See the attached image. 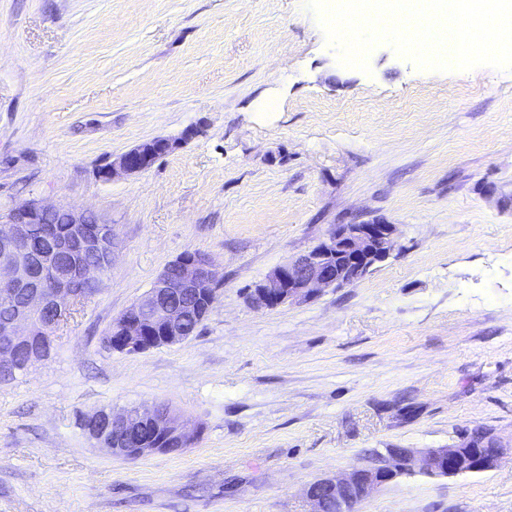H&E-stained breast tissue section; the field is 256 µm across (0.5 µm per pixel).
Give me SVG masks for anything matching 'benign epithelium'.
I'll use <instances>...</instances> for the list:
<instances>
[{
    "mask_svg": "<svg viewBox=\"0 0 512 512\" xmlns=\"http://www.w3.org/2000/svg\"><path fill=\"white\" fill-rule=\"evenodd\" d=\"M167 138H155L113 158L98 171L112 179L119 174H140L153 160L174 147ZM64 214L69 235L45 254L33 248L37 225L54 213ZM92 211L63 208L34 200L0 216V305L9 308L0 322V367L14 365L21 349L29 351V364L45 359L43 345L53 341V330L67 315L69 307L90 298L99 285L102 270L112 266L113 229L101 219L90 221ZM94 223L88 231L86 224ZM396 247L395 225L367 222L336 224L310 250L274 267L252 291L259 309H275L310 299L325 288H344L369 274L390 257ZM175 272L164 268L147 294L125 313L112 349L140 353L148 349L179 344L188 339L184 324L203 320L216 302L215 272L210 259L199 251L182 254L170 262ZM108 428L98 430L99 413L85 417L83 426L94 440L112 455L137 459L167 450L168 443L181 446L195 441L198 427L178 421L168 406L157 404L107 411ZM490 451L485 452L466 439L447 448H387L376 454V462L365 461L348 472L308 484L305 497L311 512H348L349 493L361 487V497L391 481L417 473L454 477L493 469L504 446L487 435Z\"/></svg>",
    "mask_w": 512,
    "mask_h": 512,
    "instance_id": "7a95c632",
    "label": "benign epithelium"
}]
</instances>
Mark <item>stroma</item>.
I'll list each match as a JSON object with an SVG mask.
<instances>
[{
	"mask_svg": "<svg viewBox=\"0 0 512 512\" xmlns=\"http://www.w3.org/2000/svg\"><path fill=\"white\" fill-rule=\"evenodd\" d=\"M338 56L305 0H0V214L91 209L116 254L52 356L0 382V512H310L309 483L374 450L512 444V70ZM157 137L177 146L147 172L99 178ZM371 220L400 248L362 280L252 305L330 225ZM194 250L218 281L196 334L110 349ZM159 402L197 443L128 460L81 426ZM356 512H512V455Z\"/></svg>",
	"mask_w": 512,
	"mask_h": 512,
	"instance_id": "35a3bbf8",
	"label": "stroma"
}]
</instances>
